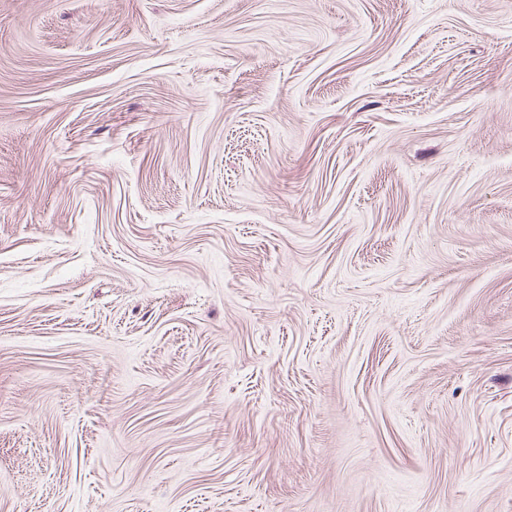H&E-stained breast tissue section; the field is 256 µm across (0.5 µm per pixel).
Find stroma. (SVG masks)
<instances>
[{
	"mask_svg": "<svg viewBox=\"0 0 512 512\" xmlns=\"http://www.w3.org/2000/svg\"><path fill=\"white\" fill-rule=\"evenodd\" d=\"M0 512H512V0H0Z\"/></svg>",
	"mask_w": 512,
	"mask_h": 512,
	"instance_id": "35a3bbf8",
	"label": "stroma"
}]
</instances>
